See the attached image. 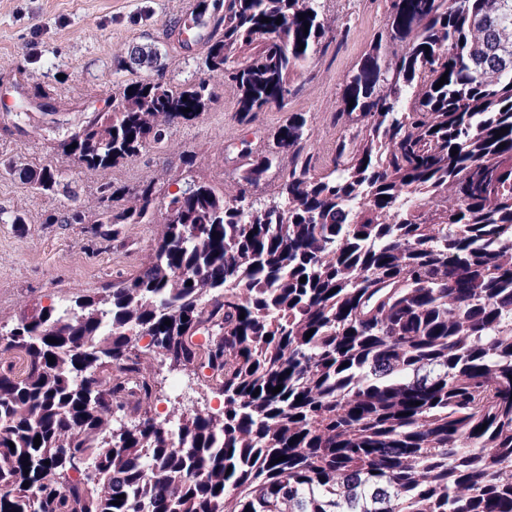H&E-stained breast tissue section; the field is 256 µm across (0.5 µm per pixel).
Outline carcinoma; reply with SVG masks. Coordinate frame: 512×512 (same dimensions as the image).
<instances>
[{"instance_id":"obj_1","label":"carcinoma","mask_w":512,"mask_h":512,"mask_svg":"<svg viewBox=\"0 0 512 512\" xmlns=\"http://www.w3.org/2000/svg\"><path fill=\"white\" fill-rule=\"evenodd\" d=\"M383 2L327 172L294 112L268 147L242 148L237 196L204 182L170 194L150 261L73 297L81 319L38 304L9 330L0 512H512V0ZM219 32L204 65L236 86L248 125L298 96L297 73L347 26L328 25L321 0H224ZM161 58L136 47L113 66ZM215 100L204 78L132 82L62 153L115 167ZM284 154L277 196L249 200ZM0 166L75 193L50 164ZM119 194L100 187L92 241L123 246L128 225L156 219L153 183L132 207ZM0 223L27 220L0 208ZM125 324L149 327L150 344L113 331ZM153 348L199 371L222 415L191 410L175 432L156 418ZM100 407L130 418L121 446Z\"/></svg>"}]
</instances>
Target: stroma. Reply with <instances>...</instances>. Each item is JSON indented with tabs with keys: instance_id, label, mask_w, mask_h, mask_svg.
I'll return each instance as SVG.
<instances>
[{
	"instance_id": "obj_1",
	"label": "stroma",
	"mask_w": 512,
	"mask_h": 512,
	"mask_svg": "<svg viewBox=\"0 0 512 512\" xmlns=\"http://www.w3.org/2000/svg\"><path fill=\"white\" fill-rule=\"evenodd\" d=\"M180 0H0V84L10 71L26 72L25 95L0 100V162L51 164L75 185L73 196L47 197L18 178L0 173V208L24 212L28 230L0 223V327L14 324L24 310L94 291L132 276L146 263L165 234L163 218L132 225L128 247L106 249L92 242L80 224H50L49 214L80 210L87 220L100 211L98 188L123 190L118 203L135 205L146 182L162 193L205 182L236 196L241 185L238 153L242 140L265 145L288 113L309 119L310 146L330 161L347 126L340 116L342 93L370 42L384 31L381 0H324L328 21L349 24L346 40L330 47L303 71L302 93L286 109L260 113L250 126L235 118L238 92L223 77L208 75L201 49L175 51L163 32L177 21ZM136 46L162 50L160 65L115 71V58ZM209 78L217 98L197 118L176 120L164 142L118 166L89 171L59 150L101 101L118 97L125 84L151 80L178 87ZM196 158L193 168L183 155ZM160 391L159 418L177 423L188 409L220 415L221 398L201 388L188 372L170 369L162 353L142 360Z\"/></svg>"
}]
</instances>
